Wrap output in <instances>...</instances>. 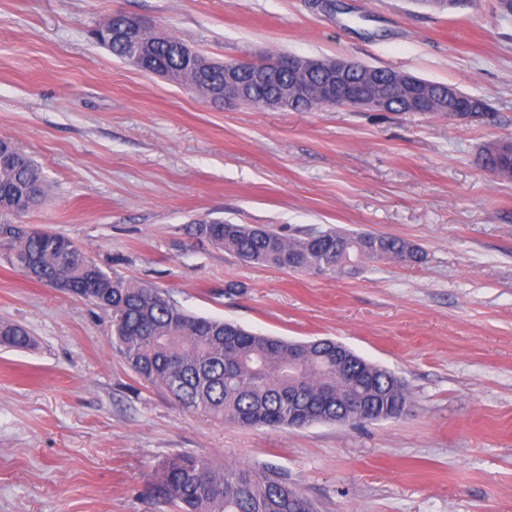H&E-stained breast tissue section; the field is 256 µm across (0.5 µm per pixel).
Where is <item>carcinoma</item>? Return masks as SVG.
<instances>
[{
    "mask_svg": "<svg viewBox=\"0 0 512 512\" xmlns=\"http://www.w3.org/2000/svg\"><path fill=\"white\" fill-rule=\"evenodd\" d=\"M119 13L107 14L94 39L117 58L131 57ZM145 70L161 67L182 85L194 75L193 60L183 42L149 32L140 39ZM288 67L267 73L252 93V103L288 86ZM224 86V63L212 62L204 95ZM492 170L512 175V150L505 146L492 157ZM50 183L41 166L23 153L0 163V214L23 215L41 202ZM206 239L246 263L289 271L341 275L362 264L389 260L417 263L420 251L398 237L364 234L339 228L315 229L287 238L273 229L251 224L205 220L191 226ZM14 263L29 279L67 292L110 314L112 347L139 378L168 392L186 411L208 414L240 426L303 428L314 423L358 426L408 414L411 401L394 372L373 366L347 350L336 360V342L288 341L266 336L218 319L195 316L159 289L104 271L71 240L43 228L27 233L0 224ZM34 339L25 327L0 322V346L25 350ZM165 502L179 512H314L312 502L276 472L259 474L243 465H219L206 456L177 455L159 467L154 483Z\"/></svg>",
    "mask_w": 512,
    "mask_h": 512,
    "instance_id": "1",
    "label": "carcinoma"
}]
</instances>
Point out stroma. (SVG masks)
<instances>
[{"instance_id":"1","label":"stroma","mask_w":512,"mask_h":512,"mask_svg":"<svg viewBox=\"0 0 512 512\" xmlns=\"http://www.w3.org/2000/svg\"><path fill=\"white\" fill-rule=\"evenodd\" d=\"M335 4L0 0V138L52 186L0 224L60 234L198 315L341 342L401 378L409 415L269 430L186 412L113 351L109 314L29 280L0 245V322L37 340L0 348V512H175L150 486L179 454L276 470L318 512H512V176L484 164L512 138V17L498 0ZM116 11L213 60L347 58L488 110L221 105L97 45ZM198 219L397 236L424 259L285 271L193 237Z\"/></svg>"}]
</instances>
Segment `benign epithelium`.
<instances>
[{
	"label": "benign epithelium",
	"instance_id": "7a95c632",
	"mask_svg": "<svg viewBox=\"0 0 512 512\" xmlns=\"http://www.w3.org/2000/svg\"><path fill=\"white\" fill-rule=\"evenodd\" d=\"M288 67L293 79L289 88L295 97L309 102L317 99L326 104L341 98L353 107L387 112L392 103L398 102L406 112H430L459 96V92L445 87L435 94L420 78L403 71L378 73L344 58L313 59L290 56ZM317 67L324 72L316 84L306 81L309 71ZM250 99L249 82L241 80L232 69L224 70L222 100L226 103Z\"/></svg>",
	"mask_w": 512,
	"mask_h": 512
}]
</instances>
